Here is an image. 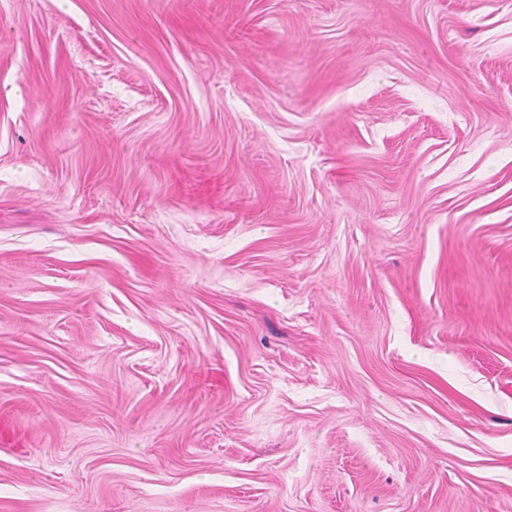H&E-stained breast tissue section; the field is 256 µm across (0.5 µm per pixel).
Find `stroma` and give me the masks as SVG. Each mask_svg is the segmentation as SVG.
Returning <instances> with one entry per match:
<instances>
[{"label":"stroma","instance_id":"1","mask_svg":"<svg viewBox=\"0 0 512 512\" xmlns=\"http://www.w3.org/2000/svg\"><path fill=\"white\" fill-rule=\"evenodd\" d=\"M0 512H512V0H0Z\"/></svg>","mask_w":512,"mask_h":512}]
</instances>
